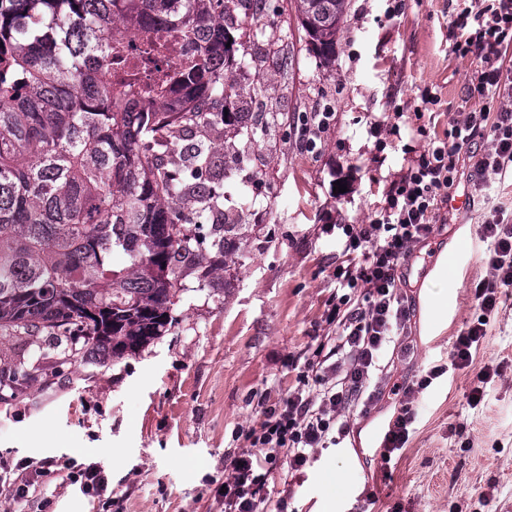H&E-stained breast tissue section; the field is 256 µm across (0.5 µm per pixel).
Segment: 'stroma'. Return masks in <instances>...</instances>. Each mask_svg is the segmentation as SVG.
<instances>
[{
  "label": "stroma",
  "instance_id": "obj_1",
  "mask_svg": "<svg viewBox=\"0 0 512 512\" xmlns=\"http://www.w3.org/2000/svg\"><path fill=\"white\" fill-rule=\"evenodd\" d=\"M389 5L349 0L335 60L321 67L290 0H269L260 19L291 33V65L271 56L261 70L232 76L252 111L284 120L251 142L220 122L201 129V141L223 145L230 160L224 212L239 250L207 281L180 270L162 336L105 366L43 336L0 338V361H24L30 375L21 390L0 389V468H45L39 483L48 512H224L215 488L233 430L258 419L259 400L277 401L294 387L289 356L334 333L326 314L337 292L340 227L365 223L383 204L410 149L390 135L391 124L442 136L463 117L475 64L452 51L455 0H404L394 17ZM427 88L439 104L423 103ZM304 112L331 115L313 150L298 134ZM475 179L462 163L451 194L466 198V208L441 207L444 223L401 265L412 310L399 350L382 357L384 377L416 380L447 361L475 314L472 289L490 276L481 226L494 207L512 212V181L477 193ZM339 181L346 192H334ZM440 262L448 269L445 314L432 306L438 288L430 274ZM501 296L476 354L500 374L479 410L460 416L474 370L434 379L417 396L414 431L386 475L375 448L397 400L383 398L364 416L351 411L341 447L317 449L291 477L271 474L264 512H279L285 497L292 512H512V286ZM72 461L102 466V496L68 480Z\"/></svg>",
  "mask_w": 512,
  "mask_h": 512
}]
</instances>
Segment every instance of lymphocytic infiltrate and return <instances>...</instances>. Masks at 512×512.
I'll use <instances>...</instances> for the list:
<instances>
[{"label": "lymphocytic infiltrate", "mask_w": 512, "mask_h": 512, "mask_svg": "<svg viewBox=\"0 0 512 512\" xmlns=\"http://www.w3.org/2000/svg\"><path fill=\"white\" fill-rule=\"evenodd\" d=\"M453 51L475 61L466 94L476 102L452 126L447 138L426 127L410 128L424 139L392 180L384 204L363 224H345L343 254L336 281L344 293L326 320L336 327L333 341L319 342L304 361H290L294 390L264 407L258 424L239 427L247 447L227 458L224 512H260L261 492L280 460L289 470L303 468L316 448L339 444L349 430L342 414L365 392L382 353L410 316L397 281L414 244L433 232L438 204L447 202L460 157L471 161L483 189L490 178L512 175V67L503 57L512 48V0H463L449 23ZM487 149H480L481 141ZM488 279L473 290L480 316L457 336L450 366L436 365L413 382L393 384L400 406L387 423L378 453L390 462L405 447L416 418L412 400L448 368L465 369L486 336V320L499 308V290L512 285V220L493 209L482 226Z\"/></svg>", "instance_id": "lymphocytic-infiltrate-1"}]
</instances>
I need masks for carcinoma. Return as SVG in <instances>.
<instances>
[{"mask_svg": "<svg viewBox=\"0 0 512 512\" xmlns=\"http://www.w3.org/2000/svg\"><path fill=\"white\" fill-rule=\"evenodd\" d=\"M226 0H0V331H48L81 343L83 357L118 361L162 335L179 270L210 269L236 251L235 225L214 221L221 198L215 148L198 140L218 120L251 140L278 115L237 106L226 72L256 56L231 39ZM316 59L336 55L349 0H291ZM129 22L181 26L199 64L171 96L137 111L154 91L122 70L125 103L105 71L102 37ZM224 108L215 111V104ZM195 206L187 229L176 204ZM121 254L126 266L113 268ZM24 362L0 366L17 390Z\"/></svg>", "mask_w": 512, "mask_h": 512, "instance_id": "obj_1", "label": "carcinoma"}]
</instances>
